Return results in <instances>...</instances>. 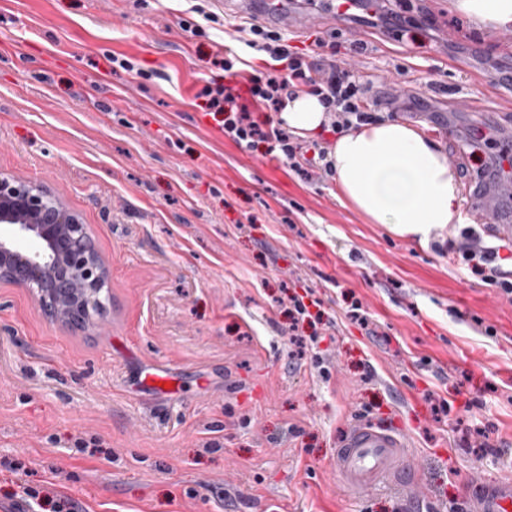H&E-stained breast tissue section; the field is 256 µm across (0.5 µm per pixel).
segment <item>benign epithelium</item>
<instances>
[{
	"label": "benign epithelium",
	"mask_w": 512,
	"mask_h": 512,
	"mask_svg": "<svg viewBox=\"0 0 512 512\" xmlns=\"http://www.w3.org/2000/svg\"><path fill=\"white\" fill-rule=\"evenodd\" d=\"M107 281L88 225L47 186L0 171V284L76 324L103 309Z\"/></svg>",
	"instance_id": "1"
}]
</instances>
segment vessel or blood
Wrapping results in <instances>:
<instances>
[{
    "label": "vessel or blood",
    "mask_w": 512,
    "mask_h": 512,
    "mask_svg": "<svg viewBox=\"0 0 512 512\" xmlns=\"http://www.w3.org/2000/svg\"><path fill=\"white\" fill-rule=\"evenodd\" d=\"M141 389L164 396L176 393L175 379L163 370H144ZM406 435L372 423L354 425L336 452V467L348 491L363 492L379 486L412 487L415 474L405 461ZM475 512H512V482L488 486L477 500Z\"/></svg>",
    "instance_id": "vessel-or-blood-1"
}]
</instances>
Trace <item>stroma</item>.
Masks as SVG:
<instances>
[{
  "label": "stroma",
  "mask_w": 512,
  "mask_h": 512,
  "mask_svg": "<svg viewBox=\"0 0 512 512\" xmlns=\"http://www.w3.org/2000/svg\"><path fill=\"white\" fill-rule=\"evenodd\" d=\"M449 2L378 0L415 21L405 34L292 4L299 26L280 31L296 44L337 31L357 74L425 81L400 119L447 153L480 224L497 197L469 134L512 151V31ZM199 3L214 7L0 0V170L61 196L109 271L88 331L0 288V512L26 485L78 512H412L401 489L344 491L336 450L358 421L406 432L430 512H466L512 481V302L454 264L447 233L421 242L368 223L333 177L302 180L226 138L195 99L224 34L179 26ZM295 282L330 321L329 379L288 340L280 300ZM351 296L367 326L346 318ZM151 363L175 368L176 397L138 389ZM479 421L495 425L494 453L464 440Z\"/></svg>",
  "instance_id": "obj_1"
}]
</instances>
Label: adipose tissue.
<instances>
[{
	"instance_id": "ef3b65f1",
	"label": "adipose tissue",
	"mask_w": 512,
	"mask_h": 512,
	"mask_svg": "<svg viewBox=\"0 0 512 512\" xmlns=\"http://www.w3.org/2000/svg\"><path fill=\"white\" fill-rule=\"evenodd\" d=\"M454 6L490 30L512 28V0H455ZM280 118L306 139L321 130L327 114L318 96L300 92ZM328 158L338 199L369 223L426 241L464 221L457 173L447 154L417 127L386 120L350 129L330 145Z\"/></svg>"
}]
</instances>
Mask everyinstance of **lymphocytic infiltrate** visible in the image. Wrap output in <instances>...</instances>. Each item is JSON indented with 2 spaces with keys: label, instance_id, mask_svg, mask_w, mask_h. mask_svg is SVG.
Listing matches in <instances>:
<instances>
[{
  "label": "lymphocytic infiltrate",
  "instance_id": "lymphocytic-infiltrate-1",
  "mask_svg": "<svg viewBox=\"0 0 512 512\" xmlns=\"http://www.w3.org/2000/svg\"><path fill=\"white\" fill-rule=\"evenodd\" d=\"M233 30L239 42L265 53L270 64L265 72L243 75L240 85L231 86L224 77L235 74L240 58L234 50L225 49L223 58L216 62L218 75L197 93L203 109L217 116L225 137L239 147L265 145L268 156L285 160L292 171L307 179L331 174L326 147L303 143L273 115L282 111L286 99L304 90L319 96L327 109L324 132L338 135L353 124L367 122L371 110L367 89L337 64L331 52L335 34L316 36L312 47L305 48L253 19L234 25ZM489 233L485 224L453 225L448 250L458 264L512 300V270L501 265L503 252L512 253V242L501 247L489 244Z\"/></svg>",
  "mask_w": 512,
  "mask_h": 512
}]
</instances>
